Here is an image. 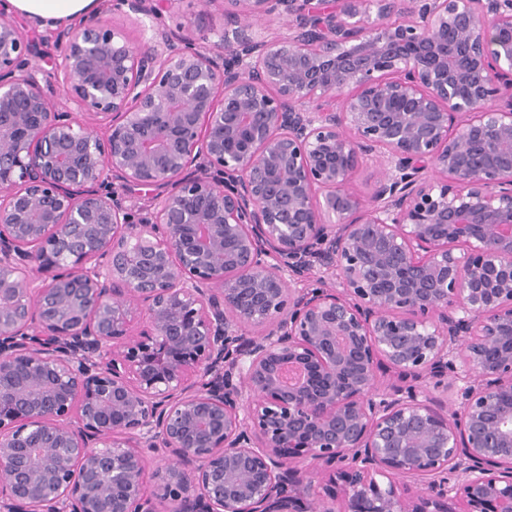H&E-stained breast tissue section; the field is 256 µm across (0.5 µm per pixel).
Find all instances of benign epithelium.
<instances>
[{"label":"benign epithelium","mask_w":512,"mask_h":512,"mask_svg":"<svg viewBox=\"0 0 512 512\" xmlns=\"http://www.w3.org/2000/svg\"><path fill=\"white\" fill-rule=\"evenodd\" d=\"M217 1L0 0V512H512V0ZM98 1L99 0H7V4L10 11L23 15L30 20L19 15H14V17H17V20L25 26L26 32L32 37H40L49 35L52 31L60 27H68L71 24L82 22V19L79 18L88 17L97 11ZM112 3L113 0L101 1V8L95 13L96 15L87 20L89 21L97 16L112 20L117 25H124L130 38L134 40L139 39L143 34L142 29L136 24L127 21L126 18L118 12L113 14ZM34 23L41 27H55L65 23L70 24L56 28H40ZM204 0H184L180 4L182 13L191 24V32L197 34L199 30L208 29L212 24L219 25L223 16L219 4L205 6ZM382 171L381 161L378 157H367L360 162L351 179V187L359 195L366 197L371 183L379 177ZM124 201V205L136 216L144 215L149 212L154 205V195L159 191L148 192L146 189L137 188L121 189L117 188Z\"/></svg>","instance_id":"1"}]
</instances>
